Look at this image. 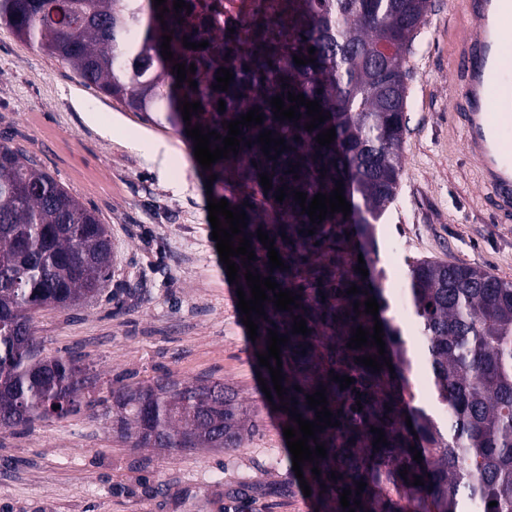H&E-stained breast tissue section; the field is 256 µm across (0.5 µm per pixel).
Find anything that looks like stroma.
Returning a JSON list of instances; mask_svg holds the SVG:
<instances>
[{
    "label": "stroma",
    "mask_w": 512,
    "mask_h": 512,
    "mask_svg": "<svg viewBox=\"0 0 512 512\" xmlns=\"http://www.w3.org/2000/svg\"><path fill=\"white\" fill-rule=\"evenodd\" d=\"M408 58V130L397 197L365 256L383 287L417 260L512 281V223H497L451 116L458 0H432ZM33 156L105 224L110 282L97 297L32 314L44 354L72 353L94 407L0 428V512H309L282 416L262 391L238 299L227 291L206 180L182 136L85 85L0 25V144ZM169 144L168 165L154 154ZM232 388L258 424L237 448H136L112 430L120 386L161 377ZM281 465H272V458ZM249 484H242V476Z\"/></svg>",
    "instance_id": "stroma-1"
}]
</instances>
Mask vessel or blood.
Returning <instances> with one entry per match:
<instances>
[{"label": "vessel or blood", "instance_id": "vessel-or-blood-1", "mask_svg": "<svg viewBox=\"0 0 512 512\" xmlns=\"http://www.w3.org/2000/svg\"><path fill=\"white\" fill-rule=\"evenodd\" d=\"M491 0H459V9L471 33L457 38L453 59L456 88L452 118L463 131L466 155L475 160L489 191L495 218L512 216V142L502 130L512 126V76L497 58L512 50V5L505 21L489 24Z\"/></svg>", "mask_w": 512, "mask_h": 512}]
</instances>
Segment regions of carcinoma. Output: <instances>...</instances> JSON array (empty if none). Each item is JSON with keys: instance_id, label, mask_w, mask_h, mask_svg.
Listing matches in <instances>:
<instances>
[{"instance_id": "cac0c4a2", "label": "carcinoma", "mask_w": 512, "mask_h": 512, "mask_svg": "<svg viewBox=\"0 0 512 512\" xmlns=\"http://www.w3.org/2000/svg\"><path fill=\"white\" fill-rule=\"evenodd\" d=\"M184 2L191 10L177 12L167 0L161 20L155 0H0V24L66 62L84 84L134 112H158L182 132V100L201 102L191 125L224 137L228 129L222 122L253 108L263 113L262 124L242 128L239 152L212 164L206 175L217 176L211 186L215 199L246 212L247 227L233 241L250 239L256 254L251 272L300 296L299 307L279 311L270 302L273 292L266 291L268 319L255 318L256 352L267 351L270 328L288 338L281 346L287 394L278 403L288 402L302 418L315 420L306 395L326 387L327 408L340 426L308 442L312 450L317 442L325 444L327 457L302 464L323 512H349L340 504L345 489L351 490L349 500H361L358 507L350 504L355 512H462L468 499L478 500L485 512H512V281L466 264H410L404 286L415 335L409 345L385 317V289L354 270L358 261L348 251L346 233L352 230L355 249H377L374 223L396 196L407 130V56L431 0H288V31L279 18L257 9L234 33L219 20L221 0L208 6V19L195 0ZM165 35L172 36L171 61L161 56ZM185 36L208 46L186 48ZM389 41L399 43L402 53L382 63L375 51ZM295 56L315 61L297 66ZM176 63L196 66L180 87L172 72ZM221 67L235 74L226 91L213 89ZM191 79L197 87H189ZM290 92L319 101L327 119L305 130L311 118L303 105L297 122L276 119L271 98ZM332 127L335 140L320 146L315 137ZM264 130L284 139L281 154L264 155L257 142ZM290 162L296 164L293 174ZM261 173L272 179V189H263ZM339 181L349 216L329 213L310 222L293 192L306 193L309 203L319 192L331 194ZM283 185L288 191L280 203L275 190ZM259 228L274 239L286 269L269 268ZM111 266L108 231L98 217L21 149L0 144L1 427L24 426L35 414L61 418L80 411L95 378L78 357L41 356L32 312L97 295L111 278ZM354 285L360 293L346 294ZM370 296L379 304L393 374L386 366L377 372L355 362L364 355L382 361L376 346L347 347L357 327L374 332L373 316L363 305ZM295 316L306 320L310 333H292ZM412 352L424 361L436 399L446 407L445 431L406 400ZM331 372L355 382L342 390ZM358 400L360 411L354 409ZM115 406L112 426L121 433L135 429L136 448H238L258 428L222 383L159 378L123 389ZM372 426L383 429L388 445L373 449ZM413 445L421 452L420 464L413 460ZM315 466L319 477L312 474ZM401 470L408 471L406 477ZM333 471L342 477L332 480ZM416 476L424 485H412ZM359 481L367 486L358 497ZM492 501L497 505L489 506Z\"/></svg>"}]
</instances>
